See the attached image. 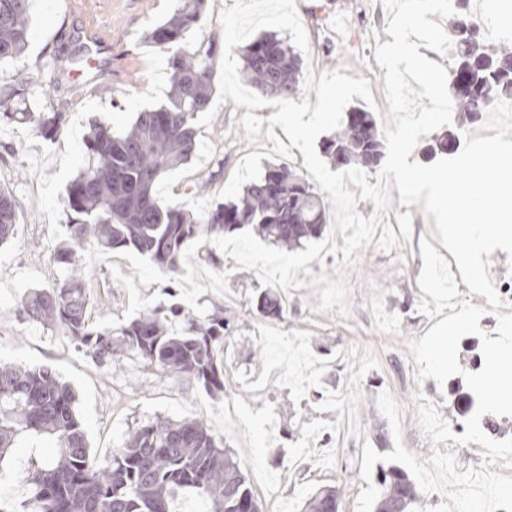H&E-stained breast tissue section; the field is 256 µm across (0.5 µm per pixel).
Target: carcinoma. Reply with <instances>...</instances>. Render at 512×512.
<instances>
[{
	"instance_id": "obj_1",
	"label": "carcinoma",
	"mask_w": 512,
	"mask_h": 512,
	"mask_svg": "<svg viewBox=\"0 0 512 512\" xmlns=\"http://www.w3.org/2000/svg\"><path fill=\"white\" fill-rule=\"evenodd\" d=\"M31 0H0V62L21 56L28 43ZM205 0H176L172 15L146 33L148 43L171 50V86L160 106L141 111L122 133L95 122L86 137L88 160L67 187L66 237L54 250L64 276L50 288L31 290L23 314L61 331L98 365L117 352L133 354L160 375H177L209 393L224 391V337L229 322L215 316L205 325L189 320L182 333H169L165 321L182 315L175 308L148 309L118 327H94L87 319V273L79 251L88 240L104 251L132 248L150 259L173 283L180 276L186 246L245 225L288 248L317 238L327 224L326 205L315 188L272 165L244 189L235 202L220 204L202 216L162 201L157 182L185 164L196 147L197 113L207 111L215 92L219 40L195 48L182 45L185 34L203 15ZM456 42L448 85L461 119L475 120L486 107L512 96V45L487 49L478 30L463 14L450 27ZM89 53L86 45L53 58L62 75ZM244 78L262 93L283 100L304 91L300 61L286 41L267 34L243 54ZM28 84L0 91V116L34 124L52 139L64 125L63 112H15L28 103ZM324 156L338 165L378 168L384 136L363 109L348 113L346 123L321 144ZM16 202L0 188V244L15 233ZM257 308L267 318L282 316L281 299L264 292ZM52 437V459L31 461L27 512H171L182 491H192L208 512H260L246 478L203 422L157 420L134 430L104 465L94 460L75 394L52 371L0 365V470L18 440ZM382 487L375 512H409L416 486L395 463L377 466ZM336 490L309 499L306 512H332Z\"/></svg>"
}]
</instances>
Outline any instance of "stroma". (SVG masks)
Here are the masks:
<instances>
[{
    "instance_id": "1",
    "label": "stroma",
    "mask_w": 512,
    "mask_h": 512,
    "mask_svg": "<svg viewBox=\"0 0 512 512\" xmlns=\"http://www.w3.org/2000/svg\"><path fill=\"white\" fill-rule=\"evenodd\" d=\"M174 0H32L30 36L21 57L0 64V88L35 75L49 77L48 62L72 41L91 53L71 72L61 97L34 92L36 112L65 114L54 139L28 123L0 119V184L16 200L17 231L0 245V362L46 367L69 383L93 454L105 463L141 424L184 418L201 420L239 463L260 512H275L264 493L280 483L288 512H304L324 488L339 493V512H356L364 444L379 453L394 449L390 425L376 406L390 392L403 410L402 440L419 462L447 443L432 445L416 429L418 398L446 415L454 435L465 426L448 412V389L434 379L418 380L410 352L433 321L419 310L423 293L421 240L437 243L435 223L421 205H401L399 192L383 215L371 244L360 250L343 277L350 290L347 315L316 312L319 297L304 281L290 290L282 317H264L257 299L264 287L255 271L238 268L216 245L205 243L195 264L228 275L229 295L198 297L207 315L228 319L224 340V391L210 395L175 375L163 377L125 353L96 365L57 330L26 318L21 300L28 289L51 286L61 275L52 250L65 233L66 189L85 160L84 139L92 122L125 130L137 112L159 106L170 87L169 50L144 43L151 25L168 18ZM308 39L302 67L314 73L344 68L347 76L369 80L378 106L373 120L388 114L385 70L373 40L389 42L381 0H296ZM245 107L233 101L210 106L196 119L192 158L165 177L158 196L169 203L216 196L253 147L240 124ZM88 316L93 325L120 327L147 308L181 306L179 291H167L159 269L130 249L102 252L86 243ZM234 403L236 416L224 414ZM50 440L23 443L0 473V501L20 507L28 498L27 475L35 458L52 456Z\"/></svg>"
}]
</instances>
